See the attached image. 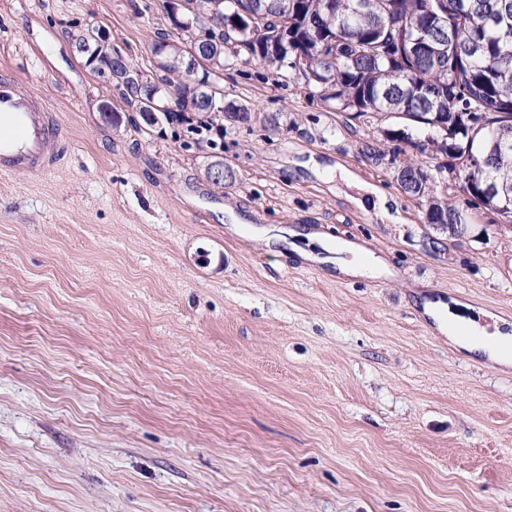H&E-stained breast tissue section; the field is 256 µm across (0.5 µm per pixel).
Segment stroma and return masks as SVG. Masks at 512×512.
I'll list each match as a JSON object with an SVG mask.
<instances>
[{"instance_id": "obj_1", "label": "stroma", "mask_w": 512, "mask_h": 512, "mask_svg": "<svg viewBox=\"0 0 512 512\" xmlns=\"http://www.w3.org/2000/svg\"><path fill=\"white\" fill-rule=\"evenodd\" d=\"M88 29L150 81L176 33L163 0H0L66 144L0 176V512H512V366L424 312L512 332V227L463 195L464 236L425 223L380 115L255 61L220 73L250 120L151 122ZM301 225L333 262L257 239ZM348 241L384 269L338 273ZM109 50L107 48H104V46L99 43H92L90 49H88V52H86L87 60L91 63L99 62L102 66H104L103 70L102 68H98V74L100 73L102 76H104L105 73L110 74V68H112V72H114V67L119 68L120 70H128L125 73L124 79L129 83L135 82V81H142V75L137 70H130L133 68H136L131 63L121 62L118 63L117 59H113L109 56L108 53ZM112 59V62H111ZM137 69V68H136ZM105 77V76H104Z\"/></svg>"}]
</instances>
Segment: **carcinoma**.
<instances>
[{"instance_id":"obj_1","label":"carcinoma","mask_w":512,"mask_h":512,"mask_svg":"<svg viewBox=\"0 0 512 512\" xmlns=\"http://www.w3.org/2000/svg\"><path fill=\"white\" fill-rule=\"evenodd\" d=\"M195 8L211 19L208 39L217 53L210 69L244 56L289 79L301 57L324 102L383 115L392 141L416 129L415 148L427 160L404 162L396 180L405 193L428 198L427 223L462 220L454 190L466 185L475 203L498 211L483 186L512 185V147H500L512 142V0H284L252 20L251 0H195ZM159 51L170 60L161 83L129 91L147 115L150 96L166 94L164 86L196 96L182 66L188 51L170 41L156 43ZM87 60L101 64L102 75L134 68L100 43L91 44ZM474 156L480 164L467 163Z\"/></svg>"}]
</instances>
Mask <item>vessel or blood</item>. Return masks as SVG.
Segmentation results:
<instances>
[{
	"label": "vessel or blood",
	"instance_id": "1",
	"mask_svg": "<svg viewBox=\"0 0 512 512\" xmlns=\"http://www.w3.org/2000/svg\"><path fill=\"white\" fill-rule=\"evenodd\" d=\"M60 123L38 95L0 75V174L51 172L63 152Z\"/></svg>",
	"mask_w": 512,
	"mask_h": 512
}]
</instances>
